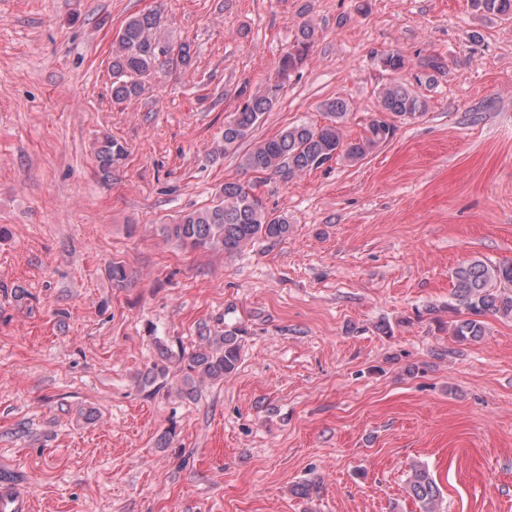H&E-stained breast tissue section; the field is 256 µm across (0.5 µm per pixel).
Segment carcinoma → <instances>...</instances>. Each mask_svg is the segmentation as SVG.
<instances>
[{
	"instance_id": "obj_1",
	"label": "carcinoma",
	"mask_w": 512,
	"mask_h": 512,
	"mask_svg": "<svg viewBox=\"0 0 512 512\" xmlns=\"http://www.w3.org/2000/svg\"><path fill=\"white\" fill-rule=\"evenodd\" d=\"M475 12L500 21H512V0H471ZM315 30L305 24L300 38L282 57L279 79L269 82L248 95L224 126V150L238 149L252 137L264 115L277 105L283 81L306 60L314 40ZM187 45L174 43L166 32L162 16L148 11L128 17L119 27L112 48V97L125 100L145 91L146 83L164 69L190 64ZM382 67L400 71L406 60L397 51L380 57ZM422 76L418 84H431L436 75L445 73L448 64L438 55L420 62ZM379 107L398 117L414 116L428 108L426 98L403 83H390L379 92ZM334 120L323 126L293 124L277 135L256 141L240 158V166L257 175L273 174L291 180L299 174L322 167L342 158L352 163L364 160L383 145L394 133V127L380 119L371 120L357 139L348 140L341 120L350 110L344 99L325 105ZM127 156L126 148L103 135L96 147V158L103 176L112 174ZM257 183L226 181L222 199L210 208L193 211L163 225L165 236L192 250L221 248L233 252L257 238L282 240L288 236V220L271 213L256 193ZM453 292L448 300V334L453 341L466 345L481 340L486 333L487 315L512 319V262H492L475 258L461 263L452 274ZM236 326H224L221 331L200 333L201 345L187 352H175L161 339L155 340L159 358L138 375L142 387L159 391L168 385L170 368L178 372L179 394L194 398L204 382H221L234 375L241 359L239 333ZM407 493L418 505L419 512H443V493L427 465L410 467Z\"/></svg>"
}]
</instances>
